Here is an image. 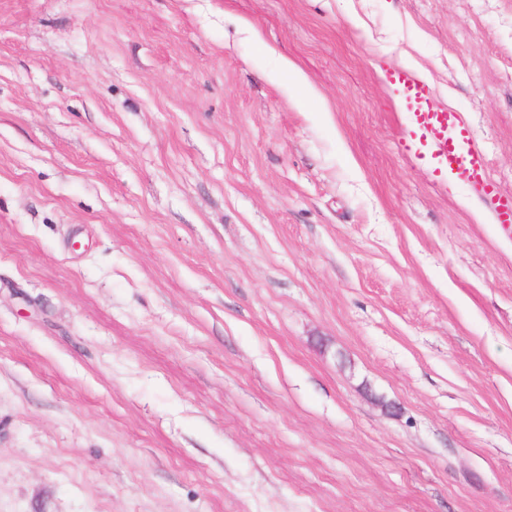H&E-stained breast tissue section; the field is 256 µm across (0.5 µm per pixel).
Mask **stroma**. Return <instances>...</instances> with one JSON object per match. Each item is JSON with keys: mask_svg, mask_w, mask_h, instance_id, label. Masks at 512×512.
Segmentation results:
<instances>
[{"mask_svg": "<svg viewBox=\"0 0 512 512\" xmlns=\"http://www.w3.org/2000/svg\"><path fill=\"white\" fill-rule=\"evenodd\" d=\"M411 61L512 196V0H0V512H512V231ZM391 82L418 147L457 181L487 191L491 185L486 176V157L459 113L439 106L430 86L412 73L397 70Z\"/></svg>", "mask_w": 512, "mask_h": 512, "instance_id": "1", "label": "stroma"}]
</instances>
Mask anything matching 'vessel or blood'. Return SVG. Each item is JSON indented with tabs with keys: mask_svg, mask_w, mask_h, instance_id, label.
<instances>
[{
	"mask_svg": "<svg viewBox=\"0 0 512 512\" xmlns=\"http://www.w3.org/2000/svg\"><path fill=\"white\" fill-rule=\"evenodd\" d=\"M391 82L418 147L457 181L488 188L486 157L459 113L439 106L430 86L412 73L395 71Z\"/></svg>",
	"mask_w": 512,
	"mask_h": 512,
	"instance_id": "b4317fda",
	"label": "vessel or blood"
}]
</instances>
